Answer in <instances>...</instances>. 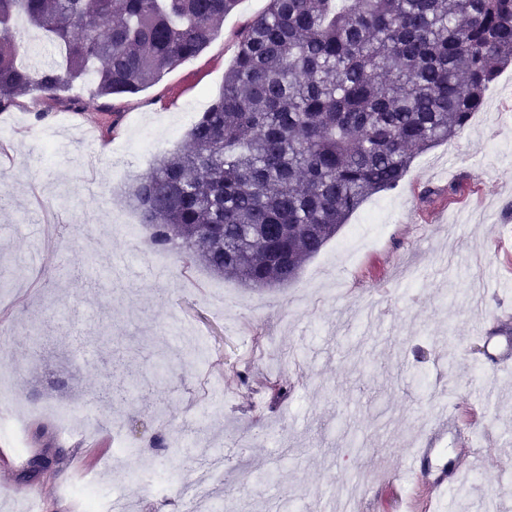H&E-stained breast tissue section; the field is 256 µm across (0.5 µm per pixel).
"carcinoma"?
Listing matches in <instances>:
<instances>
[{
  "instance_id": "cac0c4a2",
  "label": "carcinoma",
  "mask_w": 512,
  "mask_h": 512,
  "mask_svg": "<svg viewBox=\"0 0 512 512\" xmlns=\"http://www.w3.org/2000/svg\"><path fill=\"white\" fill-rule=\"evenodd\" d=\"M239 0H0V112L91 80L135 95L201 52ZM60 47L24 67L15 21ZM512 64V0H268L189 146L128 193L172 244L249 288L286 285L415 154L462 134ZM459 183L427 189L431 205Z\"/></svg>"
}]
</instances>
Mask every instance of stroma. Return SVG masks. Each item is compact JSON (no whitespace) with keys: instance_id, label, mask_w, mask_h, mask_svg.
<instances>
[{"instance_id":"1","label":"stroma","mask_w":512,"mask_h":512,"mask_svg":"<svg viewBox=\"0 0 512 512\" xmlns=\"http://www.w3.org/2000/svg\"><path fill=\"white\" fill-rule=\"evenodd\" d=\"M268 0H240L209 44L131 97L98 98L90 82L62 99L23 96L0 112V362L14 370L7 421L25 426L23 453L0 459V512H75V488L93 483L123 498L125 512H185L188 494L217 497L221 512H318L325 494L343 504L349 479L370 485L358 512H424L433 474L453 469L451 447L423 460L420 479L400 473L439 399L454 401L486 434L483 465L465 474L467 512H512L497 488L512 467V369L494 371L483 339L512 340V66L458 137L415 156L401 185L369 198L298 277L247 288L129 237L114 214L124 191L157 155L184 147L191 114L219 93L245 23ZM117 121L112 133L107 122ZM453 170L456 195L424 206V190ZM497 268L498 280L487 277ZM485 289L482 306L473 289ZM208 343L204 362L156 373L157 354L179 352L178 327ZM455 347L454 362L442 349ZM261 362L289 394L241 385L230 367ZM498 393L481 408L474 392ZM78 413L64 432L42 411ZM134 453L112 460V423ZM204 436L224 453L223 478L180 453L179 437ZM61 449L54 475L26 483L29 457Z\"/></svg>"}]
</instances>
